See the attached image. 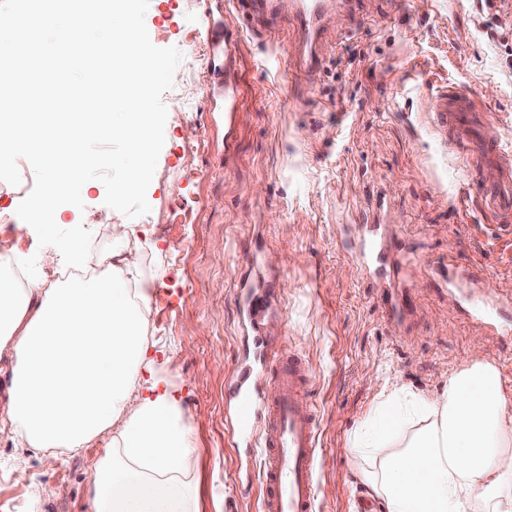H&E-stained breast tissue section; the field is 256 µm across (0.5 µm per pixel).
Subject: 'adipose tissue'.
Listing matches in <instances>:
<instances>
[{
	"label": "adipose tissue",
	"mask_w": 512,
	"mask_h": 512,
	"mask_svg": "<svg viewBox=\"0 0 512 512\" xmlns=\"http://www.w3.org/2000/svg\"><path fill=\"white\" fill-rule=\"evenodd\" d=\"M130 232L113 225L107 270L62 286L33 274L14 287L0 261V356L13 361L0 435L71 454L108 436L93 512H200L192 421L150 352L155 282L139 276ZM89 256L73 224L44 259L79 269ZM351 447L377 512H473L480 501L486 512H512V410L490 364L472 362L437 396L391 391Z\"/></svg>",
	"instance_id": "1"
}]
</instances>
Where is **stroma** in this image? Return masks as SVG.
I'll list each match as a JSON object with an SVG mask.
<instances>
[{
	"instance_id": "stroma-1",
	"label": "stroma",
	"mask_w": 512,
	"mask_h": 512,
	"mask_svg": "<svg viewBox=\"0 0 512 512\" xmlns=\"http://www.w3.org/2000/svg\"><path fill=\"white\" fill-rule=\"evenodd\" d=\"M361 0L357 14L329 10L313 80L296 71L305 34L279 7L265 36L244 30L233 133H224L223 49L197 57L203 21H235L231 0H149L151 42L183 54L163 95L165 143L128 245L156 289L149 335L192 416L202 512H260L261 461L236 447L226 381L249 356L239 283L269 288L265 328L279 355H303L316 372L320 512H373L350 441L384 393L440 392L472 361L491 363L512 408V333L491 335L450 304L440 267L480 269L476 290L512 292V241L479 228L465 163L433 133L431 87L450 84L497 113L487 137L512 143V0ZM505 29L491 40L493 19ZM355 37L345 38V29ZM386 191L382 231L402 254L394 286L409 306L394 328L377 286L343 242L368 234L363 219ZM83 207L58 208L60 224L104 210L105 187L87 182ZM101 436L76 455L49 457L0 436V512H91ZM36 484L54 494L33 499Z\"/></svg>"
}]
</instances>
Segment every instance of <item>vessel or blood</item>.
Listing matches in <instances>:
<instances>
[{
  "label": "vessel or blood",
  "instance_id": "obj_1",
  "mask_svg": "<svg viewBox=\"0 0 512 512\" xmlns=\"http://www.w3.org/2000/svg\"><path fill=\"white\" fill-rule=\"evenodd\" d=\"M332 0H297L296 17L308 45L300 71L312 76L322 58L316 42ZM278 0H237L236 11L249 23L273 14ZM241 31L224 30V121L232 123L237 109L238 77L233 62ZM431 124L445 144L471 167L472 181L481 189V211L490 216L492 234H512V149L487 139L484 131L495 123L490 111L477 110L474 102L453 86L431 91ZM512 312V294L488 290L479 319L490 333L503 334V311ZM270 387H253L246 375H235L227 385L231 402L230 423L245 435L262 456L261 512H317L318 419L307 399L315 377L312 367L296 356L268 357Z\"/></svg>",
  "mask_w": 512,
  "mask_h": 512
}]
</instances>
